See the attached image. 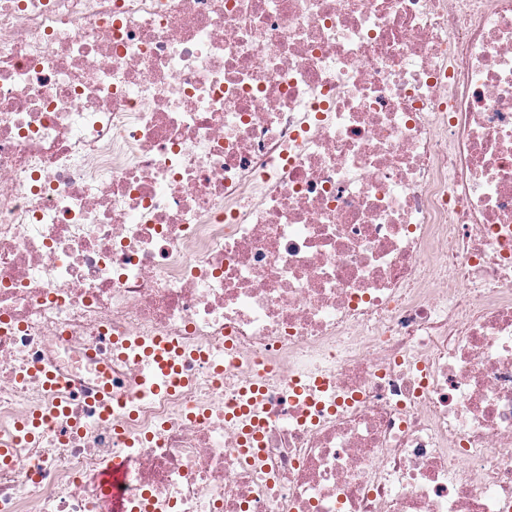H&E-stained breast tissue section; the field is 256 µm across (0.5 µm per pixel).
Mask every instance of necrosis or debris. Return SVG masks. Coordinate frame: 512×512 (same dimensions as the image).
<instances>
[{
  "label": "necrosis or debris",
  "instance_id": "1",
  "mask_svg": "<svg viewBox=\"0 0 512 512\" xmlns=\"http://www.w3.org/2000/svg\"><path fill=\"white\" fill-rule=\"evenodd\" d=\"M0 447V512H512V0H0Z\"/></svg>",
  "mask_w": 512,
  "mask_h": 512
}]
</instances>
